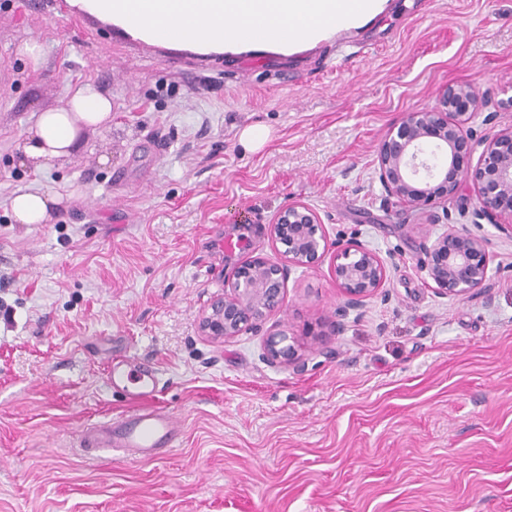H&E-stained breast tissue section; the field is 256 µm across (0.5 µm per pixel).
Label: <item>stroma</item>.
Segmentation results:
<instances>
[{
	"mask_svg": "<svg viewBox=\"0 0 512 512\" xmlns=\"http://www.w3.org/2000/svg\"><path fill=\"white\" fill-rule=\"evenodd\" d=\"M396 4L312 51L230 57L146 44L68 0H0V512H512V239L452 200L385 202L377 174L389 129L447 87L478 86L477 134L512 127V0ZM86 83L111 126L65 163L22 165L37 113ZM251 125L269 132L254 154ZM45 185L67 197L58 221L14 223V194ZM294 202L329 243L376 252L383 287L316 340L342 298L328 255L292 269L280 312L204 336L235 267L278 260L267 227ZM447 211L489 251L465 300L421 269ZM281 331L302 367L267 360ZM125 351L157 369L150 403L182 430L149 461L78 446L131 408L106 384Z\"/></svg>",
	"mask_w": 512,
	"mask_h": 512,
	"instance_id": "obj_1",
	"label": "stroma"
}]
</instances>
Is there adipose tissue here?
Returning <instances> with one entry per match:
<instances>
[{"instance_id":"1","label":"adipose tissue","mask_w":512,"mask_h":512,"mask_svg":"<svg viewBox=\"0 0 512 512\" xmlns=\"http://www.w3.org/2000/svg\"><path fill=\"white\" fill-rule=\"evenodd\" d=\"M71 7L143 42L198 54H281L312 50L366 28L394 0H69ZM112 119L109 97L85 84L41 111L18 144L22 164L43 170L68 161ZM64 197L54 187L16 193L18 224H50Z\"/></svg>"}]
</instances>
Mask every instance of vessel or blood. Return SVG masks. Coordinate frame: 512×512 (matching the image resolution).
<instances>
[{"mask_svg":"<svg viewBox=\"0 0 512 512\" xmlns=\"http://www.w3.org/2000/svg\"><path fill=\"white\" fill-rule=\"evenodd\" d=\"M157 385V372L138 365L136 360L113 363L108 370L109 388L136 401L137 406L118 418L84 430L82 447L96 451L120 449L141 460L154 459L175 448L180 435L177 419L146 403Z\"/></svg>","mask_w":512,"mask_h":512,"instance_id":"vessel-or-blood-1","label":"vessel or blood"}]
</instances>
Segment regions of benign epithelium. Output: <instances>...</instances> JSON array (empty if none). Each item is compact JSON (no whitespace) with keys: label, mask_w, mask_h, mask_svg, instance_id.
Instances as JSON below:
<instances>
[{"label":"benign epithelium","mask_w":512,"mask_h":512,"mask_svg":"<svg viewBox=\"0 0 512 512\" xmlns=\"http://www.w3.org/2000/svg\"><path fill=\"white\" fill-rule=\"evenodd\" d=\"M477 98L478 87L464 83L448 87L432 109L406 113L379 144L378 179L386 198L418 209L454 198L468 184L477 205L472 211L462 206L460 216L471 211L512 238V128L474 139L466 125ZM476 152V164L465 162ZM268 235L283 260L253 256L237 266L224 293L213 297L202 313L204 335L226 340L280 311L291 268L314 267L329 251L319 216L304 203L280 210ZM422 267L436 294L462 300L486 286L489 252L483 239L454 227L425 247ZM332 274L342 301L329 336L340 331L349 311L363 307L383 286L387 270L375 252L353 241L336 246ZM297 347V338L277 334L268 339L265 356L287 365L298 358Z\"/></svg>","instance_id":"benign-epithelium-1"}]
</instances>
